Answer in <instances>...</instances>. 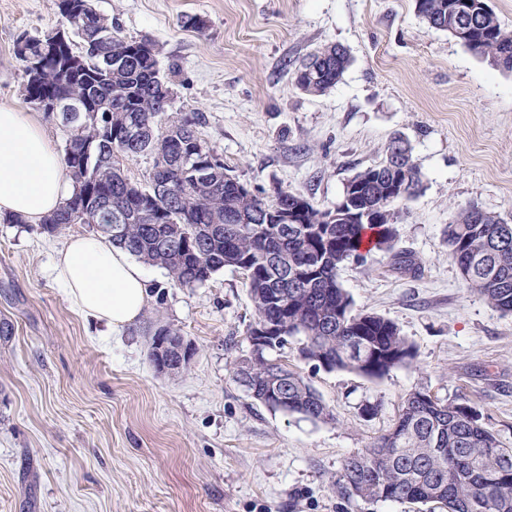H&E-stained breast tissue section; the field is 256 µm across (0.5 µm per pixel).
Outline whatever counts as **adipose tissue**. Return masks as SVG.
<instances>
[{"label":"adipose tissue","instance_id":"ef3b65f1","mask_svg":"<svg viewBox=\"0 0 512 512\" xmlns=\"http://www.w3.org/2000/svg\"><path fill=\"white\" fill-rule=\"evenodd\" d=\"M72 191V180L39 115L0 106V216L41 223ZM51 271L86 321L112 331L136 323L151 296L145 267L99 235L71 236Z\"/></svg>","mask_w":512,"mask_h":512}]
</instances>
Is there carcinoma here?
I'll use <instances>...</instances> for the list:
<instances>
[{
  "instance_id": "1",
  "label": "carcinoma",
  "mask_w": 512,
  "mask_h": 512,
  "mask_svg": "<svg viewBox=\"0 0 512 512\" xmlns=\"http://www.w3.org/2000/svg\"><path fill=\"white\" fill-rule=\"evenodd\" d=\"M59 0L61 14L73 26L68 53L50 58L36 76L23 66L25 92L35 104L47 92L79 103L89 97L100 111L68 131L63 161L74 190L41 224L53 236L85 224L137 260L166 270L172 283L196 288L226 267L240 272L248 286L255 318L278 333L260 352L230 362L232 378L269 410L314 422L334 419L321 395L288 361L270 355L288 341L301 340L299 355L327 371L348 370L379 379L415 359L413 345L398 325L376 313L356 310L340 282L349 262L362 263L366 231L372 247L391 255L393 265L418 270L412 255L395 248V205L411 199L421 178L412 150L401 137L386 153L397 151L399 195L384 194V163L358 172L367 186L351 199L341 197L343 217L318 224L321 209L301 194L282 188L267 198L227 173L224 161L201 138L198 112L171 114L172 93L157 58L155 44L123 35L119 26L98 14L89 0L78 13ZM418 17L431 29L454 31L469 50L512 70V31L504 28L486 0H414ZM43 39L25 38L28 58L43 55ZM350 65L339 44L321 47L292 72L295 86L321 95L339 83ZM142 136L123 137L132 123ZM96 147L97 161L85 165L75 151ZM152 159L141 182L125 174L129 161ZM211 169V181L197 185L193 174ZM108 207L78 211L84 196ZM306 206L303 219L284 215ZM378 217L366 224L355 215ZM448 255L465 286L494 308L512 313V224L489 212L464 208L448 225ZM340 485L371 502H408L427 512H512V448L481 423L466 403H442L424 390L407 394L396 422L366 448L347 457Z\"/></svg>"
}]
</instances>
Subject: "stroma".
<instances>
[{
  "label": "stroma",
  "instance_id": "obj_1",
  "mask_svg": "<svg viewBox=\"0 0 512 512\" xmlns=\"http://www.w3.org/2000/svg\"><path fill=\"white\" fill-rule=\"evenodd\" d=\"M59 0H0V105L32 111L19 35L66 27ZM128 37L153 41L172 108L200 112V132L231 175L333 208L388 141L411 145L422 189L397 205V246L420 264L395 269L374 250L340 272L355 308L394 321L416 362L378 380L314 369L284 350L335 418L268 410L226 361L249 354L253 319L241 273L197 288L148 266L163 300L102 334L48 275L67 235L0 223V512H418L342 494L344 459L386 433L403 398L425 390L475 407L512 448V314L464 285L446 230L470 203L512 223V71L428 28L414 0H94ZM202 20L201 28L187 18ZM351 58L322 95L290 75L314 50ZM180 328L194 355L179 374L148 358L149 334ZM379 404L374 416L363 408Z\"/></svg>",
  "mask_w": 512,
  "mask_h": 512
}]
</instances>
